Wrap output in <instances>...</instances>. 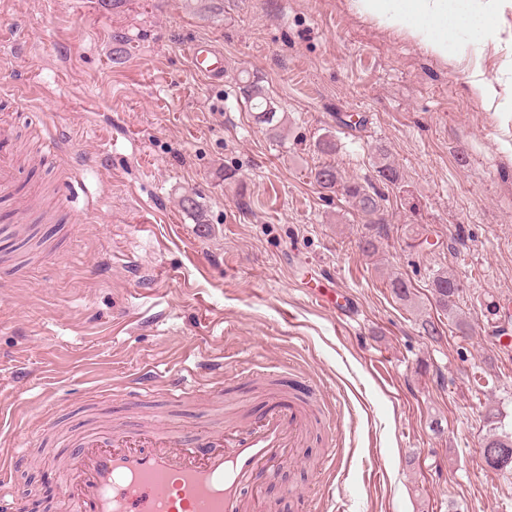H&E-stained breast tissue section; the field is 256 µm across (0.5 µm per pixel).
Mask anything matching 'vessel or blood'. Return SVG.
Instances as JSON below:
<instances>
[{"instance_id": "b4317fda", "label": "vessel or blood", "mask_w": 512, "mask_h": 512, "mask_svg": "<svg viewBox=\"0 0 512 512\" xmlns=\"http://www.w3.org/2000/svg\"><path fill=\"white\" fill-rule=\"evenodd\" d=\"M194 71L224 77V59L193 42ZM16 132L0 119V199L17 191ZM318 386L271 394L243 425L193 433L163 423L115 428L98 423L72 440L59 512H256L253 492L309 433L308 401Z\"/></svg>"}]
</instances>
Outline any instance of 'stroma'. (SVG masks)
Returning <instances> with one entry per match:
<instances>
[{
  "label": "stroma",
  "instance_id": "obj_1",
  "mask_svg": "<svg viewBox=\"0 0 512 512\" xmlns=\"http://www.w3.org/2000/svg\"><path fill=\"white\" fill-rule=\"evenodd\" d=\"M209 39L224 77L192 70ZM455 56L359 13L352 0H0V113L43 157L18 187L73 165L63 221L0 223V459L25 449L11 491L52 487L43 444L90 421L224 424L256 415L255 376L320 381L345 415L349 465L325 499L309 454L266 479L288 512H512V470L482 459L486 417L512 426V7L490 34L457 30ZM502 75L495 96L474 71ZM259 81L283 128L256 123L240 92ZM51 127L67 162L44 153ZM334 136L323 158L315 142ZM331 161L383 197L387 236L311 176ZM398 171L379 174L381 162ZM198 207L184 209L183 196ZM460 280L473 325L453 331L430 288ZM412 285L397 300L388 283ZM342 288L338 321L308 291ZM432 317L437 336L419 323ZM181 379L186 395L161 388Z\"/></svg>",
  "mask_w": 512,
  "mask_h": 512
}]
</instances>
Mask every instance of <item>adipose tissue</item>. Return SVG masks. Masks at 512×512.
I'll return each mask as SVG.
<instances>
[{
    "mask_svg": "<svg viewBox=\"0 0 512 512\" xmlns=\"http://www.w3.org/2000/svg\"><path fill=\"white\" fill-rule=\"evenodd\" d=\"M503 0H353L361 13L406 30L426 41L439 57H447L457 28L486 29Z\"/></svg>",
    "mask_w": 512,
    "mask_h": 512,
    "instance_id": "adipose-tissue-1",
    "label": "adipose tissue"
}]
</instances>
